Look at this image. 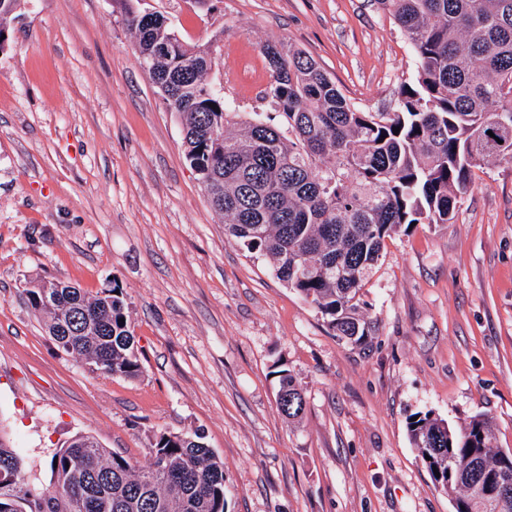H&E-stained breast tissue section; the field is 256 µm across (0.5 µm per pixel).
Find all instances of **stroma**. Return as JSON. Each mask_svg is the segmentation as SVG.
I'll use <instances>...</instances> for the list:
<instances>
[{"label": "stroma", "instance_id": "stroma-1", "mask_svg": "<svg viewBox=\"0 0 512 512\" xmlns=\"http://www.w3.org/2000/svg\"><path fill=\"white\" fill-rule=\"evenodd\" d=\"M189 45L306 51L357 108L393 107L415 75L376 0H140ZM0 46V426L32 491L88 433L138 464L155 434L202 433L223 461L228 512H454L407 430L484 414L512 448V165L475 167L450 224L386 238L362 283L365 341L224 231L184 156L183 130L142 70L116 0H20ZM267 70L224 85L262 112ZM120 284L141 372L106 377L61 350L23 290ZM306 408L276 404L279 363Z\"/></svg>", "mask_w": 512, "mask_h": 512}]
</instances>
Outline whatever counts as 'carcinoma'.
Masks as SVG:
<instances>
[{"label": "carcinoma", "mask_w": 512, "mask_h": 512, "mask_svg": "<svg viewBox=\"0 0 512 512\" xmlns=\"http://www.w3.org/2000/svg\"><path fill=\"white\" fill-rule=\"evenodd\" d=\"M409 40L416 76L388 112L351 105L310 54L266 43L265 118L235 121L209 81L217 41L189 46L169 19L119 0L140 67L181 119L184 153L214 212L275 277L359 341L357 295L385 238L403 225L448 224L458 192L484 162L512 163V0H378ZM242 127L234 133L231 128ZM400 128L393 133V128ZM505 142L502 147L499 142ZM63 351L107 376L140 364L123 288L88 297L59 280L23 289ZM277 404L299 417L306 401L288 369L276 371ZM493 421L457 427L431 413L409 417L410 441L458 512H512V496L485 501L489 480L512 483V452L489 445ZM54 486L24 488L21 459L0 434V512H227L224 464L196 434L161 432L151 461L88 438L53 454Z\"/></svg>", "instance_id": "obj_1"}]
</instances>
